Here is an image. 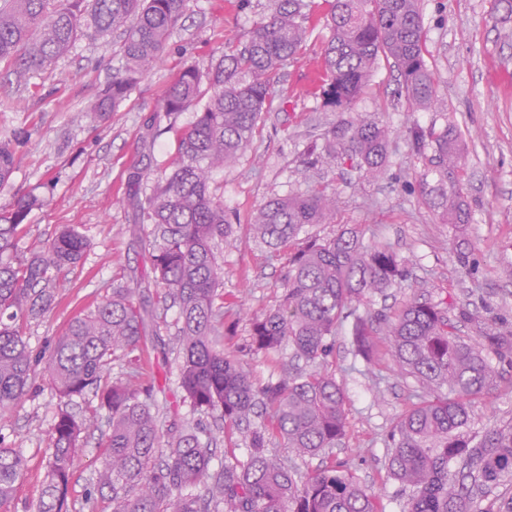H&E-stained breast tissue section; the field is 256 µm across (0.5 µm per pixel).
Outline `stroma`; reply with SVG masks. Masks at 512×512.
Wrapping results in <instances>:
<instances>
[{
	"label": "stroma",
	"mask_w": 512,
	"mask_h": 512,
	"mask_svg": "<svg viewBox=\"0 0 512 512\" xmlns=\"http://www.w3.org/2000/svg\"><path fill=\"white\" fill-rule=\"evenodd\" d=\"M270 5L271 0L246 5L241 0H188L153 69L96 127L82 121L81 110L121 67V34L79 38L51 72L12 74L0 63V138L23 134L14 172L0 187V212L20 195L51 200L50 206L28 215L17 238L18 254L51 241L66 224L79 226L90 241L83 260L65 271L58 303L23 325L34 354L48 355L69 321L93 310L123 275L134 270L149 281V263L133 232L131 200L139 191L135 177L163 175L193 111L181 113L173 128L156 134L151 148L143 147L142 138L162 115L165 90L181 69L207 67L225 47L243 40ZM421 6L427 60L441 109L407 111L394 96L397 73L385 62L352 113L375 116L396 129L412 121L439 127L455 121L467 140L465 187L472 208L467 236L477 247L478 270L470 276L458 265L448 226L439 222L419 189L423 162L399 137L391 146L386 178L368 181L343 164L316 173L314 185L334 190L338 201L335 223L319 225L317 231L331 236L345 225L364 243L386 244L412 259L407 286L387 292V310L415 296L468 309L510 330L512 276L506 271L512 262V18L501 0H422ZM328 36L326 29L317 28L300 58L286 65L251 145L234 167L214 174L212 183L232 224H247L252 210L270 196L305 191L295 174L302 154L338 119L314 95L323 78L321 52ZM217 251L224 260V348L249 367L255 384H264L287 362L290 350L255 353L250 318L274 306L281 295L288 250L254 242L235 249L221 242ZM145 293L155 298L161 290L149 281ZM330 367L346 389L349 424L343 445L300 460L275 437L270 451L295 468L299 481L322 466H342L377 498L383 512H404L407 494L388 470V438L407 407L409 380L385 346L377 347L371 363L355 358L346 331L335 338ZM36 372L27 401L0 415V444L19 449L25 460L8 512H30L41 492L56 413L87 408L53 391L43 378L44 366ZM510 422L512 369L506 367L497 386L478 403L466 432L475 436L485 427ZM104 434L98 427L84 438L71 479L72 499L84 498L101 465Z\"/></svg>",
	"instance_id": "35a3bbf8"
}]
</instances>
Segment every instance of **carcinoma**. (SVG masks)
I'll use <instances>...</instances> for the list:
<instances>
[{"label":"carcinoma","instance_id":"1","mask_svg":"<svg viewBox=\"0 0 512 512\" xmlns=\"http://www.w3.org/2000/svg\"><path fill=\"white\" fill-rule=\"evenodd\" d=\"M0 0V62L17 71H45L87 32L120 31L123 65L104 93L83 110L101 123L158 60L184 15L186 0ZM322 48L323 106L341 114L322 146L306 151L302 177L318 166L349 163L365 179H380L390 162L394 135L368 116L342 117L361 96L380 61L392 62L399 94L409 107L438 105L436 78L426 60L420 0H326ZM314 0H276L269 16L247 39L228 47L202 70L185 66L163 97L168 119L195 109L178 140L168 173L133 197L137 232L148 250L151 272L162 289L157 303L141 294L133 278L112 287L92 312L71 321L56 338L46 373L59 395L92 397L96 406L77 417L61 410L51 428L46 473L35 512H70L68 492L78 448L87 429L106 425L105 452L83 508L97 512H380L368 493L340 466L317 470L299 483L288 465L267 448L279 436L300 457H316L343 444L345 390L329 369L332 341L350 329L355 357L371 361L376 336L388 337L393 362L415 386L411 404L389 436L388 468L414 489L405 512H512V424L495 425L476 440L464 434L476 403L495 387L494 362L512 365V334L465 309L414 297L392 314L371 309L374 297L400 288L408 260L387 245H365L343 228L323 237L313 228L336 223V196L323 187L274 196L253 210L251 238L268 247H288V271L277 305L250 319L253 349L280 351L304 367H280L257 386L247 366L217 348L224 328V265L214 242L235 240L224 202L211 189L212 174L233 166L250 146L267 111L281 70L303 54L314 27ZM424 161L422 194L440 223L454 232L458 262L474 270L475 245L464 238L471 205L463 192L466 139L453 121L440 131L412 123L402 130ZM17 139L0 140V185L15 166ZM43 205L29 195L0 214V412L29 397L37 358L21 323L55 304L65 268L87 250L73 225L28 256L16 254L20 226ZM366 305L359 312L360 305ZM176 308L169 323L164 312ZM472 325L478 339L458 334ZM174 328L179 365V403L160 408L150 389L112 377V363L147 350L148 326ZM181 405L212 415L239 432L247 453L230 451L210 472L212 439L191 419L164 427ZM25 460L0 445V507L10 503Z\"/></svg>","mask_w":512,"mask_h":512}]
</instances>
